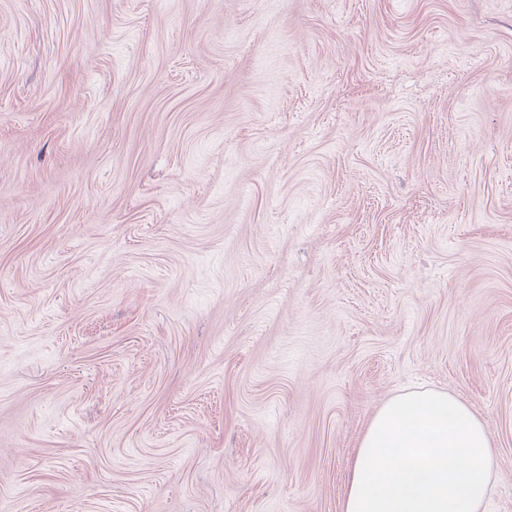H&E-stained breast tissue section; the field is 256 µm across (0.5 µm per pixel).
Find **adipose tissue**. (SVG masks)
I'll use <instances>...</instances> for the list:
<instances>
[{
	"mask_svg": "<svg viewBox=\"0 0 512 512\" xmlns=\"http://www.w3.org/2000/svg\"><path fill=\"white\" fill-rule=\"evenodd\" d=\"M496 468L487 425L455 396L413 390L376 412L344 512H487Z\"/></svg>",
	"mask_w": 512,
	"mask_h": 512,
	"instance_id": "obj_1",
	"label": "adipose tissue"
}]
</instances>
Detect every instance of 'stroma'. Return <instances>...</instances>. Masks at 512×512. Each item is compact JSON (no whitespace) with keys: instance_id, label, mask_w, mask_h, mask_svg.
I'll list each match as a JSON object with an SVG mask.
<instances>
[{"instance_id":"1","label":"stroma","mask_w":512,"mask_h":512,"mask_svg":"<svg viewBox=\"0 0 512 512\" xmlns=\"http://www.w3.org/2000/svg\"><path fill=\"white\" fill-rule=\"evenodd\" d=\"M411 389L512 512V0H0V512H343Z\"/></svg>"}]
</instances>
